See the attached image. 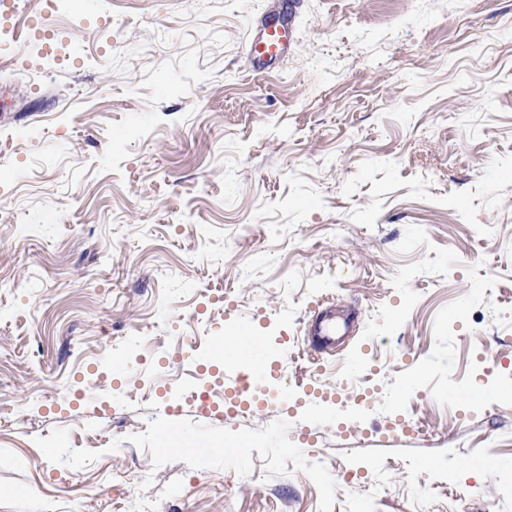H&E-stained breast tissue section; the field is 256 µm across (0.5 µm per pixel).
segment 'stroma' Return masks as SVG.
<instances>
[{
	"label": "stroma",
	"instance_id": "35a3bbf8",
	"mask_svg": "<svg viewBox=\"0 0 512 512\" xmlns=\"http://www.w3.org/2000/svg\"><path fill=\"white\" fill-rule=\"evenodd\" d=\"M1 101L0 512H512V0H16ZM293 44V29L282 27H270L263 36L251 37L247 43L245 56L247 62L253 67L258 66L261 58H280L288 52ZM347 330V324L337 322L336 317L326 311L316 316L308 332L315 337L321 347L333 348L336 345V336L345 335Z\"/></svg>",
	"mask_w": 512,
	"mask_h": 512
}]
</instances>
